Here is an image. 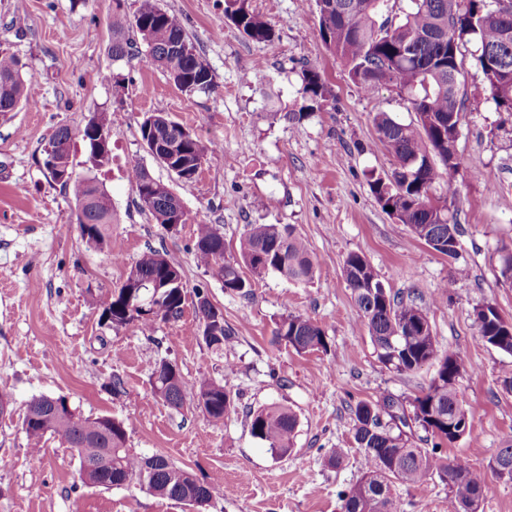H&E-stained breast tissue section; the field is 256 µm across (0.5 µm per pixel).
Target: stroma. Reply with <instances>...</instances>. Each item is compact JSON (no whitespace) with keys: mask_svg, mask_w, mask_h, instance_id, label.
Returning <instances> with one entry per match:
<instances>
[{"mask_svg":"<svg viewBox=\"0 0 512 512\" xmlns=\"http://www.w3.org/2000/svg\"><path fill=\"white\" fill-rule=\"evenodd\" d=\"M183 17L215 88L182 92L161 69L111 52L112 0H0V46L25 65L36 105L0 116V392L11 397L0 415V512H188L138 486L105 489L82 482L76 453L53 436L32 463L22 418L29 401L65 398L82 416L122 421L131 453H162L216 490L207 512H342L340 494L361 475L351 409L389 394L401 404L420 395L435 364L405 374L388 370L360 323L343 276L358 252L385 288L422 307L439 356H460L459 397L469 432L445 444L486 470L512 439V393L502 378L512 355L485 343L473 308L493 304L512 322V284L500 275L512 249V114L496 109L473 47L463 50L458 93L481 100L464 112L455 153L458 193L451 205L463 233L451 260L395 223L369 189V172L392 168L377 141L373 115L402 123L415 115L391 88L366 94L318 33L315 0H249L274 31L257 42L224 17V0H161ZM315 68L331 96L299 121L302 70ZM107 113L111 159L95 169L80 136L88 119ZM162 112L216 152L189 185L159 165L140 136L146 114ZM74 133L73 173L95 175L107 191L113 221L103 247L87 244L77 208L41 163L40 147L58 126ZM139 165L180 196L188 213L166 230L136 204L128 180ZM221 225L226 260L240 263L248 225L292 224L314 253L320 275L296 283L277 273L253 280L252 294L225 292L195 258V229ZM176 263L185 284L184 312L145 333L101 316L99 295L123 283L146 248ZM224 314L235 341L216 353L199 339L197 292ZM302 314L324 330L328 348L299 354L280 342L283 316ZM177 365L187 381L223 382L236 408L214 424L187 400L176 410L158 397L151 370ZM125 387L111 393L113 378ZM272 404L298 418L293 448L278 458L250 433V411ZM346 449L329 465L331 449ZM400 512H452L448 487L432 479L394 486Z\"/></svg>","mask_w":512,"mask_h":512,"instance_id":"35a3bbf8","label":"stroma"}]
</instances>
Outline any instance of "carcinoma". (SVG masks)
Instances as JSON below:
<instances>
[{"instance_id": "1", "label": "carcinoma", "mask_w": 512, "mask_h": 512, "mask_svg": "<svg viewBox=\"0 0 512 512\" xmlns=\"http://www.w3.org/2000/svg\"><path fill=\"white\" fill-rule=\"evenodd\" d=\"M388 0H325L329 11H319V36L340 57L353 81L371 93L381 85L396 86L408 94L415 120L404 124L387 112H377L373 122L377 139L393 158V168L381 175L370 173L368 185L382 207L396 223L409 227L413 235L434 251L456 258L459 224L448 207L456 196L454 175L459 162L452 159L445 137L453 115L478 109L451 87V72L462 62V48L475 47L489 87V99L498 110L512 112V84L499 85L505 74H512V0H408L410 6L395 22L383 17ZM224 17L243 34L257 42H269L273 30L248 4V0H224ZM112 28V56L132 58L138 44L146 46L147 60L164 70L181 91L210 90L214 80L198 53L183 20L161 7L160 0H139L130 16L124 0H112L109 21ZM20 59L0 48V115L16 111L29 101V88L22 75ZM328 90L320 74L302 71L303 112L320 108ZM185 127L161 113L150 114L140 126L141 139L184 136ZM89 147V162L97 168L111 153L110 143L83 130ZM73 134L58 127L46 140L54 148L55 166L72 171L70 162ZM212 150L195 136L185 142V168L176 173L184 184L195 181L196 161L206 162ZM52 180L82 207L81 236L89 243H104V226L112 223V204L103 186L94 177ZM138 206L159 224L170 222L172 198L165 183L153 178L141 166L129 170ZM197 262L213 271L224 291L250 294L251 283L238 268L225 260L224 233L217 224H199L195 233ZM239 253L252 276L261 279L277 272L295 282H307L315 273V259L305 239L292 224H249L239 241ZM344 277L360 313L379 361L389 370L403 374L436 362L437 370L428 387L410 401L414 426L432 441L431 450L417 446L406 432L390 423H381L379 407L394 403L390 395L375 402L359 401L352 409L353 437L362 457V474L355 485L341 493L343 512H398L391 492L399 484L419 487L437 476L448 485L456 512H478L488 491L486 474L471 466L465 457L448 460L443 444L457 440L448 425L471 427L468 409L459 399L457 382L462 364H449V357L438 358L436 339L426 313L414 300L408 301L382 287L373 266L359 253L347 256ZM196 315L204 327L217 332L205 341L208 348L222 351L234 342L224 326V314L207 295L196 294ZM184 304V283L177 265L156 250L142 253L128 270L121 287L99 299L102 317L116 327L132 322L150 332L156 321L176 319ZM486 304L473 307L480 336L489 345L512 355V334H503L506 321L500 313L486 318ZM276 335L298 353L327 350L324 330L304 315L288 314L277 324ZM171 363L161 361L152 370L155 393L170 407H184L192 394L196 408L213 423H221L235 408V400L224 383L200 378L192 383L169 372ZM46 396L33 398L22 425L32 447L39 446L45 434L57 436L74 448L83 483L110 489L137 485L150 495L187 504L195 501L196 512L210 505L213 487L199 480L188 469L173 463L164 454L138 456L126 448L124 423L111 417L87 418L72 410L55 414L47 408ZM253 437L267 443L275 456L288 454L298 426V418L283 406H269L249 415ZM512 467V440L490 459L495 466Z\"/></svg>"}]
</instances>
